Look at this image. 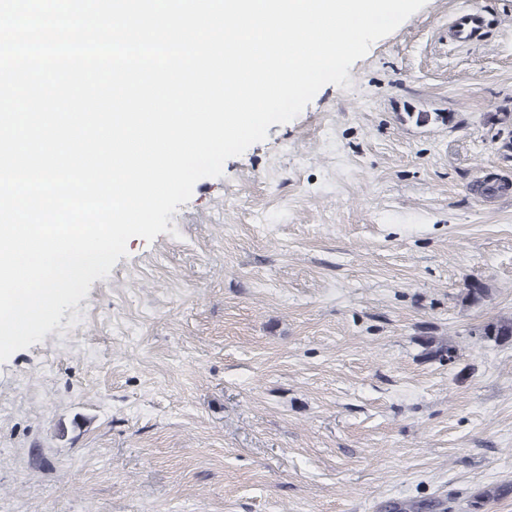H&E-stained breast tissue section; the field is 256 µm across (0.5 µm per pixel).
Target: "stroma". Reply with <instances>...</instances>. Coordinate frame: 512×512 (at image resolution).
<instances>
[{"instance_id":"1","label":"stroma","mask_w":512,"mask_h":512,"mask_svg":"<svg viewBox=\"0 0 512 512\" xmlns=\"http://www.w3.org/2000/svg\"><path fill=\"white\" fill-rule=\"evenodd\" d=\"M349 77L0 363V512H512V0ZM483 28L482 14L474 8L464 7L453 18L449 32L455 44L465 46L477 40ZM482 335L495 343H507L512 340V316L500 317L484 325Z\"/></svg>"}]
</instances>
